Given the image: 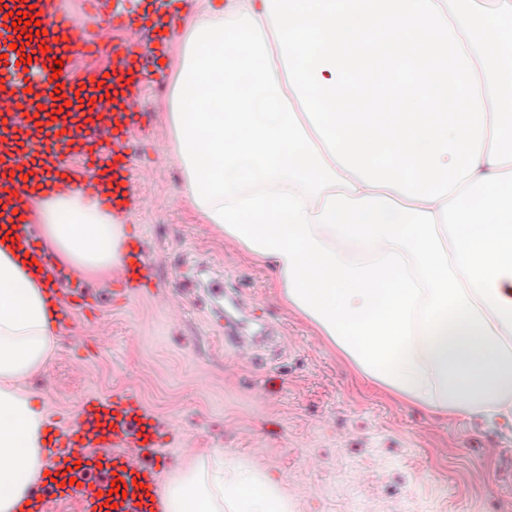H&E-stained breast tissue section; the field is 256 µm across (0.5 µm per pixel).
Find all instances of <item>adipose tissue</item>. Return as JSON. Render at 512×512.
Returning a JSON list of instances; mask_svg holds the SVG:
<instances>
[{
    "label": "adipose tissue",
    "instance_id": "obj_1",
    "mask_svg": "<svg viewBox=\"0 0 512 512\" xmlns=\"http://www.w3.org/2000/svg\"><path fill=\"white\" fill-rule=\"evenodd\" d=\"M183 11L167 123L184 203L268 266L280 305L391 396L441 416L511 414L512 164L480 159L433 202L367 186L305 116L264 0ZM31 215L58 263L119 277L122 221L98 198H38ZM57 338L39 282L1 248L0 512H19L39 474L46 416L26 382ZM163 492L167 512L298 509L282 481L213 449L190 455Z\"/></svg>",
    "mask_w": 512,
    "mask_h": 512
}]
</instances>
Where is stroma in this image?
Returning a JSON list of instances; mask_svg holds the SVG:
<instances>
[{"instance_id":"35a3bbf8","label":"stroma","mask_w":512,"mask_h":512,"mask_svg":"<svg viewBox=\"0 0 512 512\" xmlns=\"http://www.w3.org/2000/svg\"><path fill=\"white\" fill-rule=\"evenodd\" d=\"M170 79L142 108L139 232L154 295L116 304L112 282L61 277L95 293L94 317L60 333L30 390L47 418L84 394L135 392L168 424L174 465L218 449L280 479L299 512H512V416L442 417L364 378L277 301L270 271L181 204L165 138Z\"/></svg>"}]
</instances>
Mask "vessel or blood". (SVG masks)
Returning <instances> with one entry per match:
<instances>
[{
    "mask_svg": "<svg viewBox=\"0 0 512 512\" xmlns=\"http://www.w3.org/2000/svg\"><path fill=\"white\" fill-rule=\"evenodd\" d=\"M111 2L86 0L98 20L90 27L75 20L64 0H0V55L12 64L30 59L38 73L27 89L10 79L0 83V238L10 237L13 251L35 262L64 327L95 305L82 291L61 292L26 219L41 190L82 188L118 214L139 206L133 138L149 134L139 109L143 76L165 55L166 31L178 21L173 0H153L148 25ZM31 8L39 23L23 39L7 15ZM117 29L131 32L132 40L113 41ZM105 54L112 58L107 67L99 62ZM154 287L144 245L132 237L113 296L125 303ZM49 438L45 472L21 512H47L51 502L72 499L80 512H165L160 474L171 457L161 451L164 427L136 396L87 395L70 422L51 425ZM115 480L124 494L112 493Z\"/></svg>",
    "mask_w": 512,
    "mask_h": 512,
    "instance_id": "1",
    "label": "vessel or blood"
}]
</instances>
